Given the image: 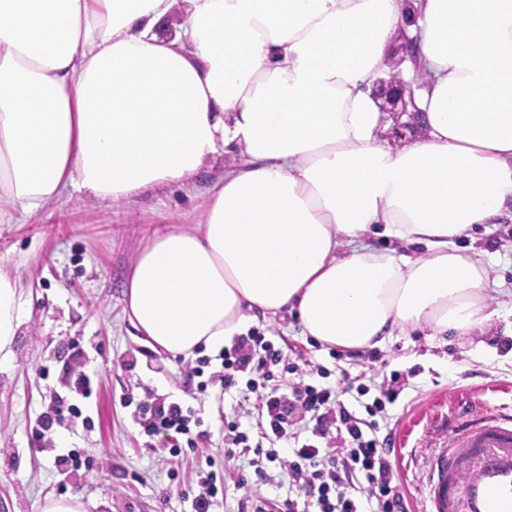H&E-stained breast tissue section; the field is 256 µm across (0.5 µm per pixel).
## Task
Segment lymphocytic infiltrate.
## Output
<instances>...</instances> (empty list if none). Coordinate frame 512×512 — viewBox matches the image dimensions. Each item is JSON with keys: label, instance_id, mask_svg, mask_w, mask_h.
<instances>
[{"label": "lymphocytic infiltrate", "instance_id": "obj_1", "mask_svg": "<svg viewBox=\"0 0 512 512\" xmlns=\"http://www.w3.org/2000/svg\"><path fill=\"white\" fill-rule=\"evenodd\" d=\"M219 358L222 388L242 381L256 393L258 413L265 419L261 433L276 443L269 450L254 448L268 461L255 468L257 483L273 482L279 475L288 480L290 495L282 500L253 493L252 512H409L407 497L394 480L391 442L379 438L376 419L397 400L394 384L381 385L380 398L356 412L335 389L310 383L322 366L286 355L258 332L237 335ZM279 372L295 377L289 393L270 386ZM132 418L145 436L169 440L171 456L198 445L191 428L195 411L182 400L147 392ZM301 422L309 426L310 438L300 439L296 432Z\"/></svg>", "mask_w": 512, "mask_h": 512}]
</instances>
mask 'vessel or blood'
I'll return each instance as SVG.
<instances>
[{
	"mask_svg": "<svg viewBox=\"0 0 512 512\" xmlns=\"http://www.w3.org/2000/svg\"><path fill=\"white\" fill-rule=\"evenodd\" d=\"M440 428L446 439L427 461L423 512H512V411L483 407L460 388Z\"/></svg>",
	"mask_w": 512,
	"mask_h": 512,
	"instance_id": "b4317fda",
	"label": "vessel or blood"
}]
</instances>
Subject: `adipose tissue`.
Here are the masks:
<instances>
[{"instance_id":"1","label":"adipose tissue","mask_w":512,"mask_h":512,"mask_svg":"<svg viewBox=\"0 0 512 512\" xmlns=\"http://www.w3.org/2000/svg\"><path fill=\"white\" fill-rule=\"evenodd\" d=\"M175 2L0 0V223L232 155L198 228L155 232L131 266L128 319L154 345L221 348L253 311L349 350L481 329L494 265L457 243L512 219V0H185L172 39ZM402 29L424 134L393 146L373 88ZM24 314L0 274V366Z\"/></svg>"}]
</instances>
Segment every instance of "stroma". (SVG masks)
<instances>
[{
    "instance_id": "35a3bbf8",
    "label": "stroma",
    "mask_w": 512,
    "mask_h": 512,
    "mask_svg": "<svg viewBox=\"0 0 512 512\" xmlns=\"http://www.w3.org/2000/svg\"><path fill=\"white\" fill-rule=\"evenodd\" d=\"M226 166L223 159L207 163L181 189L160 186L115 203L66 195L32 217L0 223V270L22 287L26 307L14 360L0 369V512H40L45 498L70 496L86 503L87 512H188L202 470L224 480L217 512H249L248 496L256 490L270 499L285 497L286 488L256 486L253 453L224 459L222 415L239 417L251 443L261 440L255 394L242 384L225 394L217 381L187 376L183 357L152 345L124 313L127 276L139 251L157 229H195L206 190ZM459 245L476 246L495 262L501 290L488 301L482 334L431 336L419 329L394 334L385 347L335 359L332 345L304 335L288 312L248 322L277 337L285 354L301 353L323 365L326 386L348 377L375 396L385 375L400 372L401 393L380 428L403 441L394 470L412 512H422L425 457L442 441L434 417L450 412L452 389L462 384L486 407L512 409V220L478 230ZM77 370L90 376L96 394L82 401L81 417L57 428L48 450H37L29 426L68 395ZM149 389L186 400L201 396L207 436L196 448L174 458L163 439L141 434L123 402L140 400ZM72 449L93 464L64 478L54 458ZM242 477L249 481L243 488Z\"/></svg>"
}]
</instances>
